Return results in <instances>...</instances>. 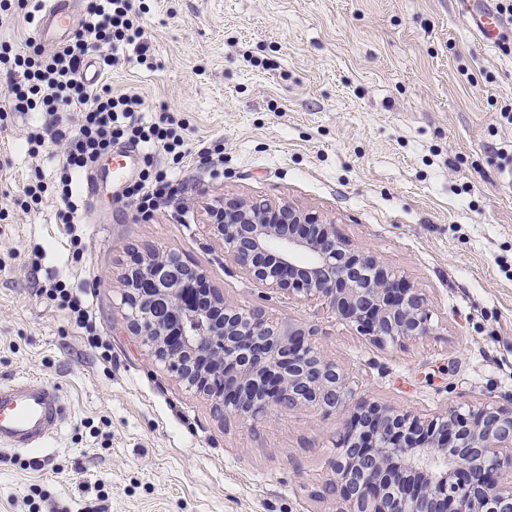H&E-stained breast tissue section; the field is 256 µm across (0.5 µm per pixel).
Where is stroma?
Returning a JSON list of instances; mask_svg holds the SVG:
<instances>
[{"mask_svg":"<svg viewBox=\"0 0 512 512\" xmlns=\"http://www.w3.org/2000/svg\"><path fill=\"white\" fill-rule=\"evenodd\" d=\"M144 42L106 82L168 114L224 160L178 172V200L142 219L99 185L81 260L44 198L63 148L31 156L21 112L0 127V377L58 387L66 419L43 449H0V512H340L332 484L341 415L299 405L265 421L217 412L135 336L121 301L130 248L179 252L226 301L274 322L317 325L320 352L357 395L439 413L512 404V53L477 37V0H145ZM288 203L421 288L436 332L373 343L323 302L254 284L205 225L213 198ZM87 291L103 360L54 280Z\"/></svg>","mask_w":512,"mask_h":512,"instance_id":"stroma-1","label":"stroma"}]
</instances>
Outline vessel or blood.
<instances>
[{
	"label": "vessel or blood",
	"mask_w": 512,
	"mask_h": 512,
	"mask_svg": "<svg viewBox=\"0 0 512 512\" xmlns=\"http://www.w3.org/2000/svg\"><path fill=\"white\" fill-rule=\"evenodd\" d=\"M73 0H44L37 23L39 39L65 41L75 29ZM137 168V153L123 148L112 153L104 176L121 189ZM67 406L58 388L29 376L0 380V445L14 450L43 446L64 422Z\"/></svg>",
	"instance_id": "1"
}]
</instances>
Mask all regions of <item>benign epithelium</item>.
I'll return each instance as SVG.
<instances>
[{"label":"benign epithelium","mask_w":512,"mask_h":512,"mask_svg":"<svg viewBox=\"0 0 512 512\" xmlns=\"http://www.w3.org/2000/svg\"><path fill=\"white\" fill-rule=\"evenodd\" d=\"M206 225L253 281L327 300L337 319L378 344L435 333L421 290L316 214L223 197ZM123 281L130 330L221 412L264 419L304 403L345 416L333 461L343 512H512V407L486 402L422 417L357 397L319 352L317 327L241 311L175 251L131 252Z\"/></svg>","instance_id":"1"}]
</instances>
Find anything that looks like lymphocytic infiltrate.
Segmentation results:
<instances>
[{
	"label": "lymphocytic infiltrate",
	"mask_w": 512,
	"mask_h": 512,
	"mask_svg": "<svg viewBox=\"0 0 512 512\" xmlns=\"http://www.w3.org/2000/svg\"><path fill=\"white\" fill-rule=\"evenodd\" d=\"M83 4L80 26L69 41L48 51L36 48L29 53L13 51L8 44L0 46V72L9 79L8 94L0 100V113L37 111L49 115L47 130H34L27 136L31 155H38L49 139L65 145L52 182L38 178L29 183L21 206L31 209L49 195L61 200L63 207L57 218L66 226L76 258L83 254L78 230L82 198L75 189L74 177L92 170L114 147L129 145L142 151L138 177L118 199L144 217L152 216L181 191L179 182L155 164L154 151L171 155L177 165L205 166L224 159L222 144L190 147L177 133L172 116L143 122L139 97L116 95L107 85L93 86L84 81L81 66L91 50H99L100 62L108 69L124 48L133 46L143 53L147 47L143 43L141 12L134 0H83ZM66 112L75 114V123L63 121ZM45 294L66 311L76 328L84 330L91 347L102 348L103 341L83 295L61 280Z\"/></svg>",
	"instance_id": "lymphocytic-infiltrate-1"
}]
</instances>
